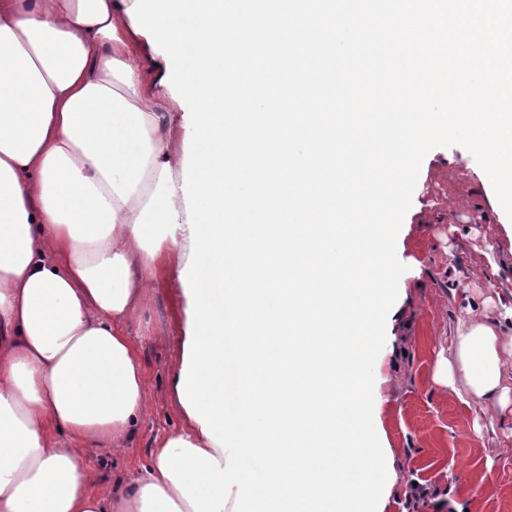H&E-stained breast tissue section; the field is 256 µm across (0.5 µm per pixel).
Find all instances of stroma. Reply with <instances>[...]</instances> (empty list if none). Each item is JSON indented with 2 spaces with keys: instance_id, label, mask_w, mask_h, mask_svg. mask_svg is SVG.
Listing matches in <instances>:
<instances>
[{
  "instance_id": "obj_1",
  "label": "stroma",
  "mask_w": 512,
  "mask_h": 512,
  "mask_svg": "<svg viewBox=\"0 0 512 512\" xmlns=\"http://www.w3.org/2000/svg\"><path fill=\"white\" fill-rule=\"evenodd\" d=\"M479 169L461 146L431 150L397 237L407 267L399 280L404 294L387 316L374 366L373 422L386 466L398 476L385 512H512V411L466 404L434 380L467 303L512 302V238L496 222ZM182 321L176 251L168 244L126 327L144 364L147 409L139 432L123 456L79 453L96 472L95 493L146 465L156 435L182 426L171 394Z\"/></svg>"
}]
</instances>
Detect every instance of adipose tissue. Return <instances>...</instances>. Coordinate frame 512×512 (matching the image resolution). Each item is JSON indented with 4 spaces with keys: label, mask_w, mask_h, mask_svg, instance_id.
Returning a JSON list of instances; mask_svg holds the SVG:
<instances>
[{
    "label": "adipose tissue",
    "mask_w": 512,
    "mask_h": 512,
    "mask_svg": "<svg viewBox=\"0 0 512 512\" xmlns=\"http://www.w3.org/2000/svg\"><path fill=\"white\" fill-rule=\"evenodd\" d=\"M134 0H0V512H194L160 457L186 440L223 452L193 417L147 466L92 493L78 445L120 456L146 410L125 331L163 244L191 236L178 112L142 93ZM467 392L512 405V345L485 305L465 311L453 363Z\"/></svg>",
    "instance_id": "adipose-tissue-1"
}]
</instances>
